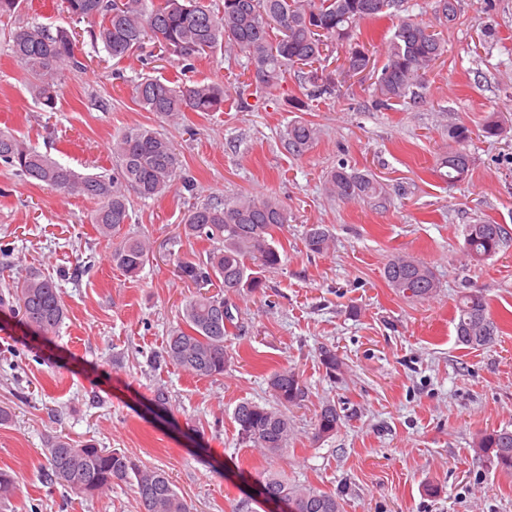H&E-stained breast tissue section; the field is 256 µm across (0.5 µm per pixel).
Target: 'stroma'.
Returning <instances> with one entry per match:
<instances>
[{"label":"stroma","instance_id":"35a3bbf8","mask_svg":"<svg viewBox=\"0 0 512 512\" xmlns=\"http://www.w3.org/2000/svg\"><path fill=\"white\" fill-rule=\"evenodd\" d=\"M73 34L84 69L65 72L55 109L33 99L10 30L18 24ZM90 24L63 0H20L0 18V130L80 174L112 171V142L142 125L168 137L193 190L133 197L123 235L146 237L153 253L143 271L125 276L111 262L82 195L30 184L0 164V292L27 270L50 277L67 317L45 339L0 309V469L18 493L0 512H135L125 485L90 499L43 483L48 438L96 441L163 470L194 512H246L257 475L281 471L291 482L335 494L343 512H512V475L479 464L473 444L485 432L512 430V239L483 262L464 251L465 227L477 222L512 231V0H459L444 30L445 52L417 102L379 107L375 77L342 71L343 50L321 67L336 87L289 108L296 72L272 93H246L245 108L189 112L173 123L142 109L140 78L175 79L181 63L144 49L118 61L94 46ZM241 55L217 49L196 59L190 79L233 92L251 80ZM504 119L501 137H483L488 115ZM314 123L319 139L305 155L287 152L288 123ZM475 130L466 151L469 179L449 185L435 168L448 129ZM371 171L392 195L388 209L339 202L323 189L338 162ZM269 194L284 202L289 224L277 236L281 268L265 293L236 301L240 330L222 377L199 379L153 364L193 293L179 260L207 250L181 227L193 203ZM329 225L330 249L307 253L304 234ZM432 266L437 294L411 302L383 278L391 256ZM483 290L499 330L494 342L468 348L452 322L459 296ZM343 362L329 378L321 347ZM291 367L308 396L293 409L288 451L265 456L241 444L232 414L238 403L270 402L266 380ZM165 389L166 406L154 404ZM334 402L346 419L336 435L314 439L320 406Z\"/></svg>","mask_w":512,"mask_h":512}]
</instances>
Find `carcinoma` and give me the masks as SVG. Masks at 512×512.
Segmentation results:
<instances>
[{
  "mask_svg": "<svg viewBox=\"0 0 512 512\" xmlns=\"http://www.w3.org/2000/svg\"><path fill=\"white\" fill-rule=\"evenodd\" d=\"M402 0H224L216 12L207 0H65L67 11L97 20L91 40L101 44L114 59H123L143 49L151 39L159 50L192 62L208 51L224 47L244 55L256 87L276 90L288 69H307L304 79L327 92L334 79L318 72L326 48L345 47L344 70L366 69L371 57L359 40L357 27L365 20L394 15ZM458 0H440V25L456 20ZM12 50L24 64L30 91L36 101L54 108L63 71L79 72L83 63L75 55L76 41L64 31L22 25L11 33ZM445 51L444 39L434 27L409 16L399 19L385 46L383 66L377 70L376 91L382 101L420 98L426 72ZM140 106L157 115L177 120L186 112H219L227 102L224 87L202 81H161L144 77L135 85ZM284 146L295 155L307 152L318 138L313 123L299 119L289 123L282 135ZM448 138L459 147L439 157L448 184L469 175L471 156L460 148L471 138L461 125L448 129ZM115 165L112 175H82L47 153L27 145L15 135L0 131V162L35 185L76 192L98 202L91 216L99 235L112 241V263L128 276L138 275L149 262L150 245L143 238L120 236L129 220L127 192L143 198L163 196L177 183L188 190L193 182L181 173L172 143L160 133L133 126L112 142ZM325 189L341 201L362 200L385 208L389 197L374 176L342 163L327 172ZM288 223V210L271 195L214 198L188 210L183 231L187 238L206 241L205 257L179 262V276L199 288L182 308L180 325L172 330L158 361L194 377L224 375L231 352L226 337L238 328V317L227 294L257 292L267 287V274L281 266L283 246L275 237ZM508 236L501 224H469L465 249L475 261L496 254ZM333 242L324 224H312L305 233L308 252L322 254ZM388 286L409 301H424L437 291L439 281L425 263L395 255L385 264ZM217 285L221 293L210 295L202 288ZM9 296L17 303L20 321L46 338L55 334L66 316L56 284L33 270L14 282ZM456 336L459 343L483 347L494 342L497 325L480 292L465 294L456 306ZM322 365L334 378L343 362L336 351L320 352ZM273 404L239 403L233 411L241 442L269 456L288 447L291 421L288 410L301 405L306 395L303 379L293 369L283 368L267 379ZM343 415L336 404L324 403L316 414L315 437L336 433ZM475 453L486 466L512 474V430L503 428L481 435ZM48 464L43 476L77 494L103 495L112 485L125 483L134 493L137 512H191L187 500L163 472L146 467L119 449L98 447L95 442L76 445L63 436L47 444ZM18 492L15 478L0 471V500ZM261 496L282 499L297 512H343L340 499L314 487H299L278 471L268 470L261 479Z\"/></svg>",
  "mask_w": 512,
  "mask_h": 512,
  "instance_id": "cac0c4a2",
  "label": "carcinoma"
}]
</instances>
